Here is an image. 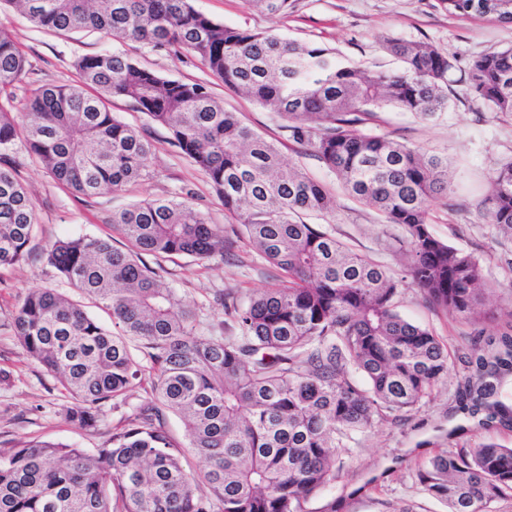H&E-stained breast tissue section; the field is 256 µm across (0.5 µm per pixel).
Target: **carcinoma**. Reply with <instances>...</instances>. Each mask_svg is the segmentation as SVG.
<instances>
[{
  "label": "carcinoma",
  "mask_w": 512,
  "mask_h": 512,
  "mask_svg": "<svg viewBox=\"0 0 512 512\" xmlns=\"http://www.w3.org/2000/svg\"><path fill=\"white\" fill-rule=\"evenodd\" d=\"M35 26L59 34L101 31L156 50L185 51L225 86L288 119V138L307 148L357 201L406 234V275L397 279L305 216L333 215L335 199L276 142L244 126L206 85L167 79L123 54L75 61V85H41L23 100L14 89L28 65L0 24V162L16 140L59 184L96 198L148 176L152 144L112 113V100L168 132V143L209 179L224 212L280 285L216 304L237 336H197L196 311L144 260L208 259L237 238L180 196L144 200L112 213V236L59 239L47 264L105 310L115 335L53 288H33L12 327L26 354L59 379L71 403L65 417L96 430L102 406L150 379L134 412L89 453L30 440L0 448V512H308L309 497L336 478L347 432L406 413L448 374V349L428 328L403 318L406 287L463 317L483 304L482 266L433 236L427 202L448 186V159L362 132L387 107L430 119L448 108L455 60L437 48L388 39L402 68L364 69L333 50L218 23L193 0H7ZM437 0L458 16L512 22V0ZM286 14L292 0H246ZM474 97L512 118V48L468 64ZM482 219L512 237V159L490 179ZM36 206L14 171L0 166V267L29 255ZM140 342L150 367L131 354ZM364 376L361 385L353 378ZM512 326L479 330L452 414L483 429L512 431ZM184 423L187 447L205 462L187 471L166 413ZM448 512H490L512 494V448L488 442L443 451L419 470ZM208 491L199 490V482Z\"/></svg>",
  "instance_id": "cac0c4a2"
}]
</instances>
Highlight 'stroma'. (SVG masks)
<instances>
[{
	"label": "stroma",
	"mask_w": 512,
	"mask_h": 512,
	"mask_svg": "<svg viewBox=\"0 0 512 512\" xmlns=\"http://www.w3.org/2000/svg\"><path fill=\"white\" fill-rule=\"evenodd\" d=\"M193 5L227 25L333 49L338 57L359 67L400 68V61L383 46L387 38L429 44L456 59L458 68L448 80L447 111L422 121L388 108L362 130L447 157L448 189L427 203L429 230L479 260L489 313L469 321L432 305L415 290L404 291L399 312L410 322L431 329L447 345L448 377L412 411L349 432L338 454L335 480L306 505L308 512H321L329 501L340 498L345 502L344 512H448L447 504L429 495L419 483V468L448 448L471 449L488 441L512 446V433L495 430H465L456 438L447 436L456 424L450 409L461 374L459 356L470 348L476 330L488 334L502 330L506 319L501 312L512 310V240L481 218L491 176L512 159V119L496 116L476 100L467 75L468 63L474 57L512 47V22L491 17L461 18L438 8L436 0H294L285 14L249 9L245 0H194ZM0 25L13 31L29 63L15 89L20 98L44 84L77 83L74 61L83 55L104 53L131 56L169 79L206 83L225 109L239 113L244 125L278 140L285 162L302 167L313 180L331 190L336 206L326 225L329 233L383 265L394 277H402L407 247L402 228L382 223L371 207L348 197L334 174L302 146L289 141L283 129L284 118L225 87L190 54L118 42L95 31L58 35L32 25L6 2L0 5ZM112 111L123 122L140 129L153 145L146 161L150 176L141 183L86 200L58 184L24 147H17L10 159L35 202L37 227L29 245V260L15 267H0L2 448L38 438L94 450L144 395L143 386L138 385L120 409L104 405L103 423L97 432L65 419L63 409L71 402L68 393L52 374L26 355L10 327L29 289L47 286L69 298L77 296L46 264L43 251L48 243L66 237L110 235L113 211L175 195L189 197L210 223L229 222L208 178L168 144L165 129L149 123L123 101H114ZM159 273L165 283L176 288L183 303L196 310L194 332L198 335L210 334L212 325L224 317L213 301L215 294L234 289L246 296L278 285L276 270L243 241L233 258L218 254L205 260L173 256L160 260Z\"/></svg>",
	"instance_id": "1"
}]
</instances>
